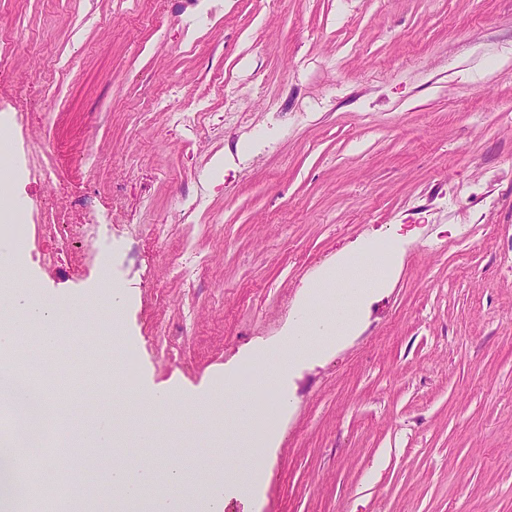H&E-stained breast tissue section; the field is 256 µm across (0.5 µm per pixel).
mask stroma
<instances>
[{"instance_id":"stroma-1","label":"stroma","mask_w":512,"mask_h":512,"mask_svg":"<svg viewBox=\"0 0 512 512\" xmlns=\"http://www.w3.org/2000/svg\"><path fill=\"white\" fill-rule=\"evenodd\" d=\"M0 159L25 246L0 273L53 295L134 387L99 411L207 458L186 512H512V0H0ZM200 206L191 207L196 194ZM108 225L118 327L84 312ZM399 260L346 336L295 361L251 484L224 382L288 334L306 287L358 242ZM32 512H114L108 483Z\"/></svg>"}]
</instances>
